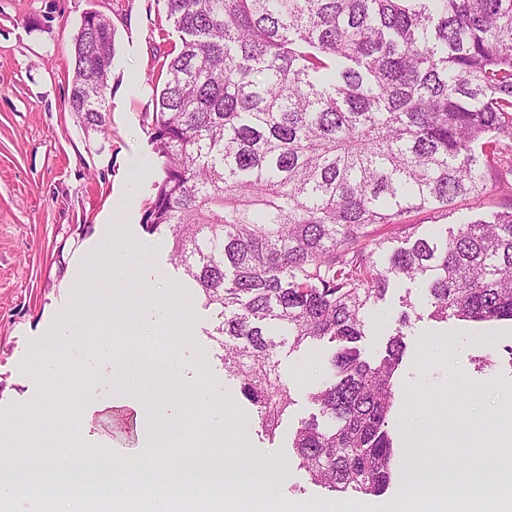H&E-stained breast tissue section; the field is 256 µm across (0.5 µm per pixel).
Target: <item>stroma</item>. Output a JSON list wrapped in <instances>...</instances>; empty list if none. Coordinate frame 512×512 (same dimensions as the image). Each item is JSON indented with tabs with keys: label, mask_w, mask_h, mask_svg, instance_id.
Masks as SVG:
<instances>
[{
	"label": "stroma",
	"mask_w": 512,
	"mask_h": 512,
	"mask_svg": "<svg viewBox=\"0 0 512 512\" xmlns=\"http://www.w3.org/2000/svg\"><path fill=\"white\" fill-rule=\"evenodd\" d=\"M89 12L109 17L115 32L102 132L85 130L67 107L73 39ZM178 42L164 0H0V430L32 410L49 425L41 439H51L52 427L66 426L93 454L128 461L145 455L147 431L140 420L119 416L108 374L144 299L142 284L158 279L171 315L166 335L155 337L154 345L177 358L182 386H204L224 410L207 418L179 396L155 394L159 409L181 422L175 447L223 453L259 476L266 463H277L288 477L278 483L271 512H295L300 504L328 512L336 493L310 483L288 440L315 411L309 394L329 375L333 344L281 350L280 375L293 403L276 439H268L209 337L214 310L171 263L169 236L142 227L159 174L146 127L154 106L151 83ZM511 204V196L495 190L459 200L448 216L414 212L408 221L427 230L466 224ZM110 247L135 254L125 292L113 296L108 279L94 272L85 287H72L80 254ZM406 297L426 314L423 284L390 289L370 310L359 343L366 360L383 355ZM68 315L88 318L89 341L104 352L93 359L94 378L67 373L49 385L33 362L50 328ZM405 342L390 421L398 476L384 494L360 497L359 512H457L458 500L446 499L444 489L413 487L400 478L408 467L426 471L442 459L482 471L484 493L475 512H505L512 498L497 492L496 477L504 458L501 437L512 435V321L425 317L412 323ZM82 399L97 408L91 421L75 413Z\"/></svg>",
	"instance_id": "stroma-1"
}]
</instances>
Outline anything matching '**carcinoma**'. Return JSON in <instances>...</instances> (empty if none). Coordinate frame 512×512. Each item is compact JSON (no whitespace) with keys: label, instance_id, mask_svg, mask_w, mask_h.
<instances>
[{"label":"carcinoma","instance_id":"carcinoma-1","mask_svg":"<svg viewBox=\"0 0 512 512\" xmlns=\"http://www.w3.org/2000/svg\"><path fill=\"white\" fill-rule=\"evenodd\" d=\"M179 33L147 116L162 176L143 217L219 311L224 371L275 438L292 404L280 349L338 343L291 448L331 492L389 486L403 299L385 355L370 306L422 281L429 317L512 321V204L423 234L406 218L512 191V0H165ZM110 20L83 18L69 111L106 129ZM401 245L390 247L392 236Z\"/></svg>","mask_w":512,"mask_h":512}]
</instances>
